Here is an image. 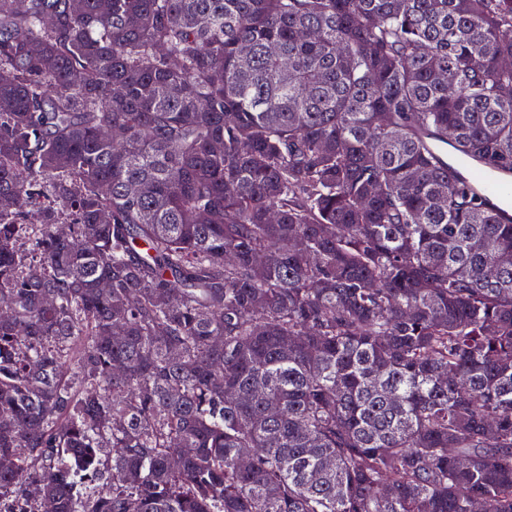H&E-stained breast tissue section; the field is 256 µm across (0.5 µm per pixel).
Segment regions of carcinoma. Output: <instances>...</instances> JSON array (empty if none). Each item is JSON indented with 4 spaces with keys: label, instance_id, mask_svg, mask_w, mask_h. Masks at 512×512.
<instances>
[{
    "label": "carcinoma",
    "instance_id": "cac0c4a2",
    "mask_svg": "<svg viewBox=\"0 0 512 512\" xmlns=\"http://www.w3.org/2000/svg\"><path fill=\"white\" fill-rule=\"evenodd\" d=\"M497 169L512 0H0V502L512 512Z\"/></svg>",
    "mask_w": 512,
    "mask_h": 512
}]
</instances>
